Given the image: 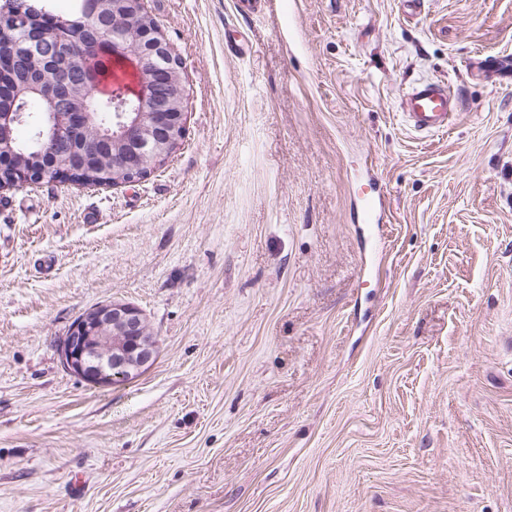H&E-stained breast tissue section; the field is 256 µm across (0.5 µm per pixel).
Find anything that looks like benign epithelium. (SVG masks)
<instances>
[{
    "label": "benign epithelium",
    "mask_w": 512,
    "mask_h": 512,
    "mask_svg": "<svg viewBox=\"0 0 512 512\" xmlns=\"http://www.w3.org/2000/svg\"><path fill=\"white\" fill-rule=\"evenodd\" d=\"M82 10L79 20L60 18L53 25L38 15L19 11L0 18V40L38 59L43 70L53 67L45 47L52 39L61 42L80 64L83 83L96 77L92 63L103 56L121 63L129 58L135 68L139 62L150 60L151 71L141 74V84L127 93L108 94L112 130L106 132L105 139L112 140V150L122 151L126 171L136 178L143 157H157L159 167L173 154L169 146H179L185 138L184 96L181 86L173 82L182 63L149 15L145 0H84ZM71 25L93 31V38L82 41L62 36ZM21 84L31 88L42 105L33 126L34 145L70 154L68 164L56 169L53 178L80 183L94 157L75 152L73 139L76 131L91 125L93 113L73 107V85L66 79L46 85L29 76ZM30 109L28 100L17 98L9 110L0 111L1 146L18 143V130L29 122ZM157 352L158 338L143 313L116 302L85 312L59 346L63 367L93 386H109L139 376L153 364Z\"/></svg>",
    "instance_id": "7a95c632"
}]
</instances>
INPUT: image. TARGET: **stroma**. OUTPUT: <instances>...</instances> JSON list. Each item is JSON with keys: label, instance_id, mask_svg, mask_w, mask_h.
I'll use <instances>...</instances> for the list:
<instances>
[{"label": "stroma", "instance_id": "35a3bbf8", "mask_svg": "<svg viewBox=\"0 0 512 512\" xmlns=\"http://www.w3.org/2000/svg\"><path fill=\"white\" fill-rule=\"evenodd\" d=\"M296 2L148 0L181 146L0 191V512H512V80L473 67L512 0ZM431 79L463 103L421 135ZM113 301L158 354L94 387L59 344ZM405 122L416 132L435 133L448 130L459 114L461 100L441 81L415 85L403 98Z\"/></svg>", "mask_w": 512, "mask_h": 512}]
</instances>
